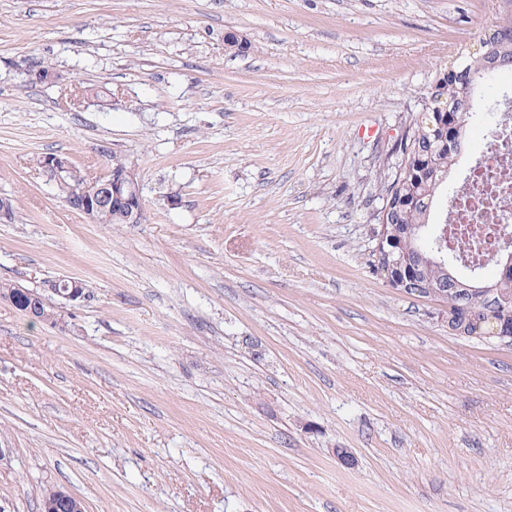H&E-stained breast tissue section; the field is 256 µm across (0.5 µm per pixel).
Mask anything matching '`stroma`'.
Returning <instances> with one entry per match:
<instances>
[{"label": "stroma", "instance_id": "obj_1", "mask_svg": "<svg viewBox=\"0 0 512 512\" xmlns=\"http://www.w3.org/2000/svg\"><path fill=\"white\" fill-rule=\"evenodd\" d=\"M497 8L0 0V280L87 292L0 301L8 512H512V346L370 265L383 161ZM49 153L120 156L146 221L71 211ZM5 280L0 282V300L7 301L21 312L33 323H60V314L56 307L49 305L45 295H34L28 291L16 288H24ZM12 287V288H11ZM2 288V289H1ZM83 504L80 499L70 493L50 489L42 499V512H83Z\"/></svg>", "mask_w": 512, "mask_h": 512}]
</instances>
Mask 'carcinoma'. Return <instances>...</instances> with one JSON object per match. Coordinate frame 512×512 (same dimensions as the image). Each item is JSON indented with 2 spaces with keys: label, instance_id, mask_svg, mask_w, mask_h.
Listing matches in <instances>:
<instances>
[{
  "label": "carcinoma",
  "instance_id": "obj_1",
  "mask_svg": "<svg viewBox=\"0 0 512 512\" xmlns=\"http://www.w3.org/2000/svg\"><path fill=\"white\" fill-rule=\"evenodd\" d=\"M499 17L496 27L512 31V0H498ZM461 65L455 72L444 69L436 74L434 90H428L421 97L420 108L410 123L403 141L398 144L401 152L407 155V168L397 184L387 182L382 192H390L401 199L400 209L394 213L391 223L398 225L402 232L414 234L412 245L422 246L423 231L430 226L433 203L436 195L448 188V176L455 167L457 157L465 143L466 122L482 121L485 116L475 108V94L464 85L459 72L464 71L482 79L495 71H512V43L503 45L492 53H464ZM443 96L448 107L467 103V112H440L435 109L434 97ZM461 123L460 136L456 142L448 141V124ZM466 243L456 241L452 250L444 249L445 258L441 264L422 266L417 271L418 280L424 287L458 288L466 283V277L482 273L493 259H485V265L465 269L461 265V250ZM488 285L495 287L505 309L503 314L512 319V272L498 271L488 279Z\"/></svg>",
  "mask_w": 512,
  "mask_h": 512
}]
</instances>
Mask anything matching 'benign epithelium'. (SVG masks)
I'll return each mask as SVG.
<instances>
[{"mask_svg":"<svg viewBox=\"0 0 512 512\" xmlns=\"http://www.w3.org/2000/svg\"><path fill=\"white\" fill-rule=\"evenodd\" d=\"M39 166L55 184H73L69 204L86 217L91 219L101 211L121 207L125 212L124 219L129 223L141 224L146 221L139 181L134 170L123 162L119 161L112 166V175L108 180L85 177L69 158L58 154L42 156ZM389 209L390 204L383 203L373 257L386 285L399 293L409 295L413 292L408 283L414 280L416 268L427 260V256L418 249L412 254L396 241L395 232L389 230L386 224ZM49 291L69 302L81 300L86 295L83 283L77 280L70 281L61 289L51 287ZM413 294L448 303L446 288H418ZM0 300L21 310L33 323H60L59 311L49 305L43 295H34L22 289L2 288ZM448 333L464 339L496 340L512 345V322L500 315L499 307L492 301L483 313L470 315L462 324L457 323L453 313H448ZM41 512H83V504L80 499L66 491L51 489L42 499Z\"/></svg>","mask_w":512,"mask_h":512,"instance_id":"benign-epithelium-1","label":"benign epithelium"}]
</instances>
